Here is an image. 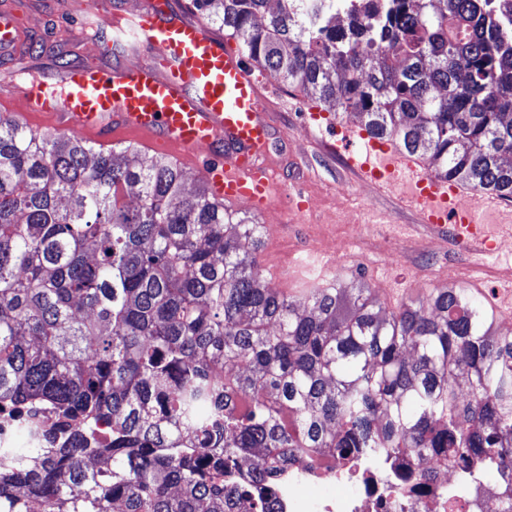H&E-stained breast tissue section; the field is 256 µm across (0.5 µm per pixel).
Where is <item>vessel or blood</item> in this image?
I'll return each instance as SVG.
<instances>
[{"instance_id":"1","label":"vessel or blood","mask_w":512,"mask_h":512,"mask_svg":"<svg viewBox=\"0 0 512 512\" xmlns=\"http://www.w3.org/2000/svg\"><path fill=\"white\" fill-rule=\"evenodd\" d=\"M98 29L109 30L107 50L122 56V65L73 63L56 90L41 80L18 87L2 78L0 118L35 132L91 141L103 151L134 141L177 167L198 170L218 205L266 212L278 174L270 161L269 82L247 62L237 42L210 32L172 0H141L131 14L88 10L69 37L89 46L91 31ZM29 40L14 0H0V62L11 64ZM349 166L356 179L382 191L405 200L418 196L416 211L433 234L450 230L468 252L495 249L498 227L483 217L489 197L463 196L458 186L419 172L412 159L374 138L366 141L363 160H350ZM451 197L468 199L467 216L448 207ZM334 266L312 250L285 265L266 259L264 269L273 288L294 294L313 268Z\"/></svg>"}]
</instances>
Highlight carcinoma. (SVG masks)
Here are the masks:
<instances>
[{
  "label": "carcinoma",
  "instance_id": "obj_1",
  "mask_svg": "<svg viewBox=\"0 0 512 512\" xmlns=\"http://www.w3.org/2000/svg\"><path fill=\"white\" fill-rule=\"evenodd\" d=\"M192 4L310 103L512 199V0H358L345 27L336 0ZM131 154L0 118V414L43 438L0 466V512H269L298 457L512 482V332L485 298L388 313L357 269L293 299L261 225Z\"/></svg>",
  "mask_w": 512,
  "mask_h": 512
}]
</instances>
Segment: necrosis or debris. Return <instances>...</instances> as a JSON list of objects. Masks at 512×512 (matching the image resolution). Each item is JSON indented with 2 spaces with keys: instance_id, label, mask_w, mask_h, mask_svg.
I'll list each match as a JSON object with an SVG mask.
<instances>
[{
  "instance_id": "necrosis-or-debris-1",
  "label": "necrosis or debris",
  "mask_w": 512,
  "mask_h": 512,
  "mask_svg": "<svg viewBox=\"0 0 512 512\" xmlns=\"http://www.w3.org/2000/svg\"><path fill=\"white\" fill-rule=\"evenodd\" d=\"M421 468L426 478L417 489L397 486L395 473L371 461L318 473L296 463L285 474L275 512H478V503L503 496L499 479L474 486L457 469L430 460Z\"/></svg>"
}]
</instances>
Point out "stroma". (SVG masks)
Masks as SVG:
<instances>
[{
  "instance_id": "obj_1",
  "label": "stroma",
  "mask_w": 512,
  "mask_h": 512,
  "mask_svg": "<svg viewBox=\"0 0 512 512\" xmlns=\"http://www.w3.org/2000/svg\"><path fill=\"white\" fill-rule=\"evenodd\" d=\"M80 0H18L36 22L37 46L22 57L44 78L56 74L62 62L80 61V51L69 40L67 22L78 13ZM269 119L273 155L277 160L281 191L271 212L259 217L262 225L278 224L277 257L311 248L341 249L337 272L362 267L371 288L386 285L392 298H381L387 312L398 311L409 300L426 297L443 286V276L456 270L460 287L477 286L484 297L502 287V269L512 266V251L471 257L460 253L451 240L428 246L417 231L419 218L397 197L368 187L367 199L340 197L336 187L354 184L345 154L330 153L320 135L307 126L305 98L280 82H273ZM371 229L354 244H345V227L358 219Z\"/></svg>"
}]
</instances>
